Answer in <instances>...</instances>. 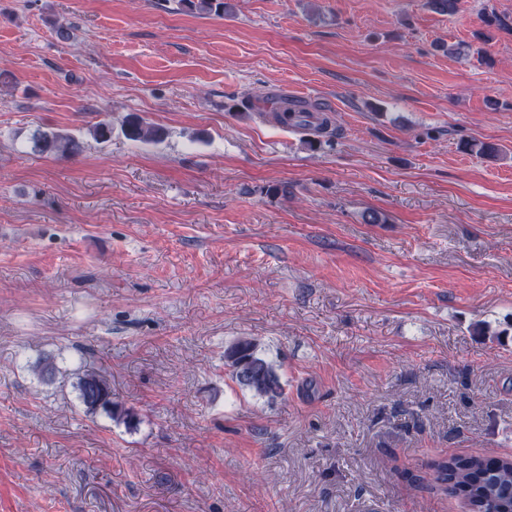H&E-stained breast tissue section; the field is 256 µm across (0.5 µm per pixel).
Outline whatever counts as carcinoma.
I'll use <instances>...</instances> for the list:
<instances>
[{
    "mask_svg": "<svg viewBox=\"0 0 512 512\" xmlns=\"http://www.w3.org/2000/svg\"><path fill=\"white\" fill-rule=\"evenodd\" d=\"M180 8L198 16L224 10V0H178ZM270 119L283 127L315 125L326 130L331 119L326 113L305 107L288 105L282 101L268 111ZM123 135L134 142L158 143L165 137L163 128L137 115L129 116ZM31 151L55 156H71L82 150V143L74 135L56 129H38L30 137ZM224 366L231 380L243 390L271 401L284 394V385L275 364L258 350V344L241 338L224 349ZM39 379L52 384L60 371L54 361L47 359L36 368ZM72 387L86 412L99 410L109 417L133 427L137 415L112 402V387L94 371L75 374ZM434 487L442 495L463 499L469 512H512V457L495 455H451L434 459L429 464Z\"/></svg>",
    "mask_w": 512,
    "mask_h": 512,
    "instance_id": "carcinoma-1",
    "label": "carcinoma"
}]
</instances>
